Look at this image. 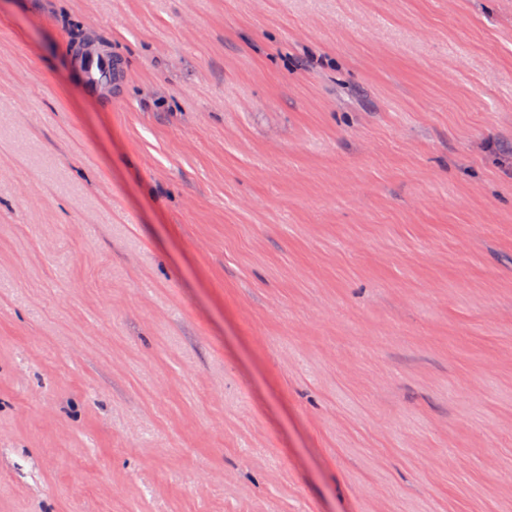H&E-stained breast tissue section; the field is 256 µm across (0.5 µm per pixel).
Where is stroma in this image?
I'll return each mask as SVG.
<instances>
[{"label":"stroma","instance_id":"1","mask_svg":"<svg viewBox=\"0 0 512 512\" xmlns=\"http://www.w3.org/2000/svg\"><path fill=\"white\" fill-rule=\"evenodd\" d=\"M0 512H512V0H0ZM80 74L84 82L96 88L112 75V56L103 50H90L80 61Z\"/></svg>","mask_w":512,"mask_h":512}]
</instances>
